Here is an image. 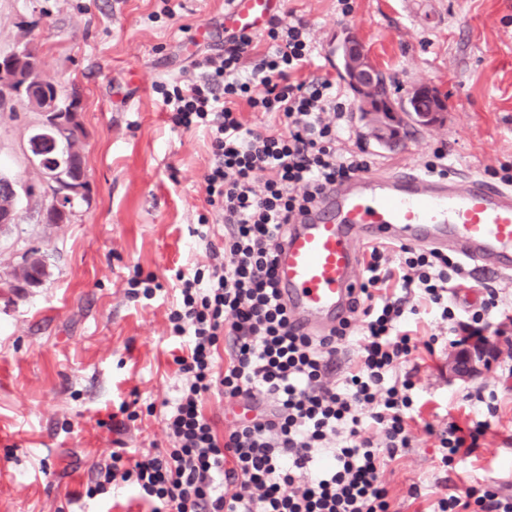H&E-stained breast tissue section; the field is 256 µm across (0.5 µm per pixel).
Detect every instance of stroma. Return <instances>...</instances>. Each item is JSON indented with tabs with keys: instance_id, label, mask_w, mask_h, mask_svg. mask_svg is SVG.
<instances>
[{
	"instance_id": "35a3bbf8",
	"label": "stroma",
	"mask_w": 512,
	"mask_h": 512,
	"mask_svg": "<svg viewBox=\"0 0 512 512\" xmlns=\"http://www.w3.org/2000/svg\"><path fill=\"white\" fill-rule=\"evenodd\" d=\"M226 0H0V55L19 40L43 55L41 77L76 92L89 199L67 224H47L41 195L21 198L17 223L0 229V512H149L129 490L85 498L97 464L117 443L164 449V403L181 382L168 314L177 272L211 262L190 230L207 212L208 135L173 128L158 82L190 83L192 61L224 47ZM282 17L307 24L314 47L300 75L336 85L349 109L344 149L363 148L372 169L423 167L439 149L460 181L492 179L512 163V0H285ZM401 89L435 88L445 121L410 127L379 146L337 73L329 48L345 33ZM40 113L16 98L0 105V158L18 184L40 185L27 143ZM38 259L46 274L25 282ZM153 275L159 296L130 298L129 280ZM512 308V278L464 273L455 306L479 309L486 287ZM417 343L399 374H411L420 417L410 445L386 474L395 512H428L430 492L458 495L475 480L512 496V355L470 381L449 380L448 325L420 314ZM495 390L500 411L481 448L440 465L448 422L478 418L475 396ZM137 418L101 427L122 403ZM419 484L423 495L408 489Z\"/></svg>"
}]
</instances>
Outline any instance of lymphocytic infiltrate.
<instances>
[{
	"instance_id": "obj_1",
	"label": "lymphocytic infiltrate",
	"mask_w": 512,
	"mask_h": 512,
	"mask_svg": "<svg viewBox=\"0 0 512 512\" xmlns=\"http://www.w3.org/2000/svg\"><path fill=\"white\" fill-rule=\"evenodd\" d=\"M268 50L244 71L252 35L230 33L223 55L195 61L198 83L163 91L173 127L202 130L212 164L205 201L224 224V255L208 273H177L180 284L168 315L182 349L174 362L184 381L165 416L170 448L128 456L111 453L94 467L87 497L131 488L151 512H391L383 476L410 442V380L396 370L416 344L407 324L408 295H423L452 334L480 335L505 328L512 315L486 291L468 318L448 302L464 272L456 256L406 244H369L353 320L330 335L294 329L278 298L276 252L284 224L313 207L328 185L366 172L364 152L339 145L347 107L330 80L296 79L312 54L305 23L275 16L267 24ZM276 115L272 129L246 126L238 101ZM265 174L256 190L257 174ZM402 288L390 294L389 286ZM358 337L356 366L330 382L336 358ZM221 393L248 402L249 420L218 433L204 412ZM486 419L463 428L449 423L440 439L442 466L470 455L498 413L495 392L477 394ZM377 425L375 446L367 434ZM432 512H512V498L491 485L470 484L441 497Z\"/></svg>"
}]
</instances>
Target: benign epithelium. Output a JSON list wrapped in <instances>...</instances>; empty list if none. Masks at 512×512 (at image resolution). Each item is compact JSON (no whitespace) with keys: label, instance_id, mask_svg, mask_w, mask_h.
Returning a JSON list of instances; mask_svg holds the SVG:
<instances>
[{"label":"benign epithelium","instance_id":"obj_1","mask_svg":"<svg viewBox=\"0 0 512 512\" xmlns=\"http://www.w3.org/2000/svg\"><path fill=\"white\" fill-rule=\"evenodd\" d=\"M343 61L345 78L356 88L357 98L366 113L371 135L382 145H390L399 135V130L414 119L425 126L443 122L445 107L439 96L428 86L414 87L407 95L395 96L386 101L385 111H379L380 104L374 97L379 84L381 70L373 58L362 50L357 40L348 36L339 46ZM0 93L25 101L31 108L47 112L48 102L36 90L22 81L15 72V59L0 61ZM80 125V115L70 114L69 119H57L53 132L33 135L29 153L33 163L39 169L46 183H56L58 191L50 207L65 210L74 198L85 194L83 179L64 180L58 174L53 153L64 144L70 151L81 149V136L75 133ZM502 353L501 343L482 338L470 348L456 349L448 355V372L455 378L469 380L483 373L488 368L490 359Z\"/></svg>","mask_w":512,"mask_h":512}]
</instances>
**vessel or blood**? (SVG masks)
<instances>
[{
	"instance_id": "obj_1",
	"label": "vessel or blood",
	"mask_w": 512,
	"mask_h": 512,
	"mask_svg": "<svg viewBox=\"0 0 512 512\" xmlns=\"http://www.w3.org/2000/svg\"><path fill=\"white\" fill-rule=\"evenodd\" d=\"M283 0H227L224 26L260 30ZM393 240L447 247L481 273L512 274V189L414 167L360 174L328 186L296 216L278 252L279 289L297 328L322 336L352 315L360 244Z\"/></svg>"
}]
</instances>
